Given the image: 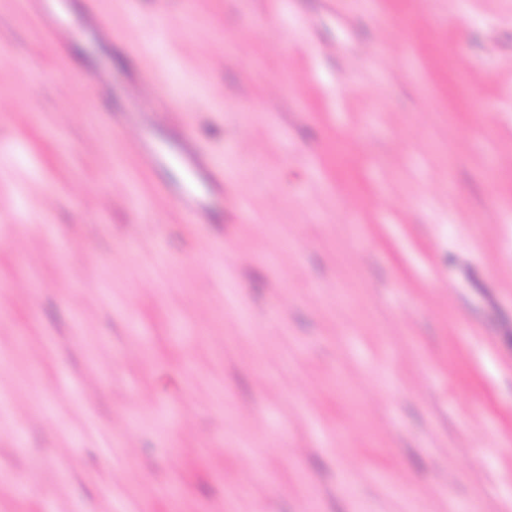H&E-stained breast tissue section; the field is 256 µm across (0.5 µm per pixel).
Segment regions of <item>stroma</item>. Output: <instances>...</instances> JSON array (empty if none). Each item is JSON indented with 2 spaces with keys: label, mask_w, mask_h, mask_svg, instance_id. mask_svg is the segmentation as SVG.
Segmentation results:
<instances>
[{
  "label": "stroma",
  "mask_w": 512,
  "mask_h": 512,
  "mask_svg": "<svg viewBox=\"0 0 512 512\" xmlns=\"http://www.w3.org/2000/svg\"><path fill=\"white\" fill-rule=\"evenodd\" d=\"M0 0V512H512V0ZM151 73L224 166L141 168ZM15 173V174H16ZM38 10V16L44 30L46 39L53 43L59 49H62L65 40L70 36V29L63 22L60 16L53 11L43 7L50 0H28ZM97 0H84V10L81 18L83 29L93 35L107 37L104 32L106 25L103 17L96 7ZM113 44L126 43V39L121 32H113L111 37H107ZM140 164L144 168L162 170L178 168L183 182L178 191L171 195L173 201L194 223H207V211L203 202L206 191L224 190V167L215 165L201 152L192 135L183 131L169 143L166 153L158 150L150 133H147L136 147Z\"/></svg>",
  "instance_id": "35a3bbf8"
}]
</instances>
